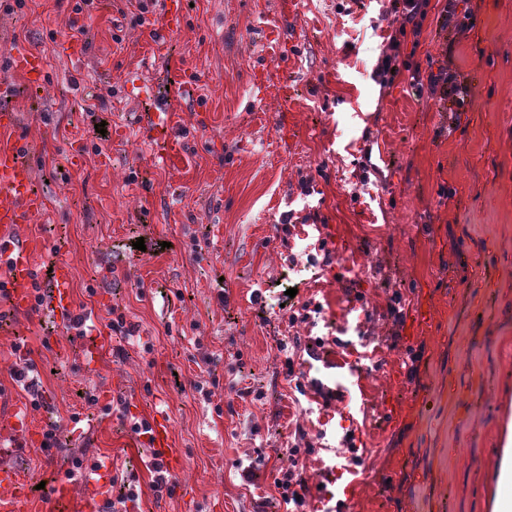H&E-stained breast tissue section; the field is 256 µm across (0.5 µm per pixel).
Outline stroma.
Returning a JSON list of instances; mask_svg holds the SVG:
<instances>
[{"label":"stroma","instance_id":"35a3bbf8","mask_svg":"<svg viewBox=\"0 0 512 512\" xmlns=\"http://www.w3.org/2000/svg\"><path fill=\"white\" fill-rule=\"evenodd\" d=\"M75 3L0 0V55L26 44L48 69L33 87L0 64L18 119L0 143L20 141L45 199L38 282L49 288L53 263L66 260L73 307L87 306L108 338L86 358L82 337L46 310L0 300V407H27L62 442L12 459L40 483L41 512L67 481L96 496L85 475L66 477L78 455L101 463V481H135L132 512H285L275 468L249 485L241 470L310 428L282 350L318 337L310 375L343 386L345 399L298 461L310 512H495L512 428V0H471L474 26L462 35L428 10L415 58L467 79L458 116L417 97L407 77L384 90L373 81L394 20L385 0H193L162 42L151 34L157 6L94 0L78 14ZM71 38L85 44L77 64L63 50ZM175 68L194 77V92L166 85ZM142 82L153 98L140 97ZM160 100L176 105L183 141L168 167L140 128ZM97 120L107 130L98 154ZM287 212L290 234L278 229ZM140 237L157 249H135ZM321 238L333 251L325 269L304 252ZM345 268L349 280H337ZM288 282L320 313L292 325L251 299ZM397 293L399 322L388 312ZM114 312L135 335L110 330ZM17 344L44 392L40 408L11 376ZM362 345L371 355L360 362L352 350ZM91 389L94 407L83 398ZM118 398L136 417L168 420L185 461L173 495L151 488L146 439L104 416ZM350 429L362 463L338 478Z\"/></svg>","mask_w":512,"mask_h":512}]
</instances>
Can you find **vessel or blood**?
Instances as JSON below:
<instances>
[{
  "label": "vessel or blood",
  "instance_id": "b4317fda",
  "mask_svg": "<svg viewBox=\"0 0 512 512\" xmlns=\"http://www.w3.org/2000/svg\"><path fill=\"white\" fill-rule=\"evenodd\" d=\"M181 20L182 0H159L155 24L158 37L172 35ZM7 57L12 68L23 74L30 85L37 87L45 82V66L37 50L17 47ZM172 123V110L163 105L148 116L142 129L147 138L160 143L157 158L168 166L174 165L183 152L181 143L170 135ZM20 149V144L15 142L0 146V281L5 283L14 304L26 309L33 297V255L42 247L29 226L39 215L44 199L33 187L32 170L21 157ZM70 276L71 269L66 262H55L46 307L63 322L67 321L71 308ZM42 439L40 427L27 418L0 414V512H27L31 502L29 484L10 459L19 447L37 446ZM151 446L158 451L165 468L180 464V456L170 446L166 422L153 423ZM57 498L68 512H97L95 502L73 495L68 486L59 487Z\"/></svg>",
  "mask_w": 512,
  "mask_h": 512
}]
</instances>
